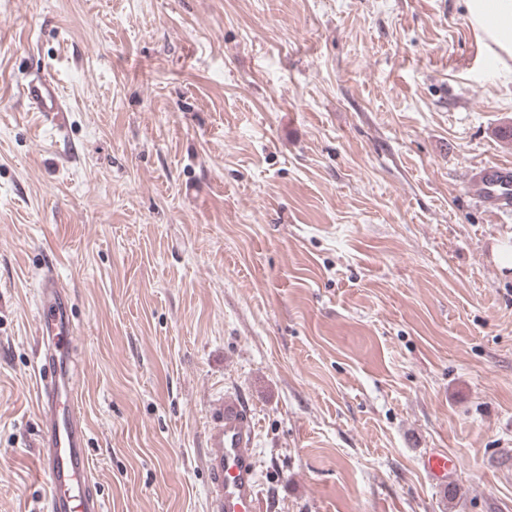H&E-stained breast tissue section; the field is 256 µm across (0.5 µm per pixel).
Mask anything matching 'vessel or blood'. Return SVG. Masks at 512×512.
Listing matches in <instances>:
<instances>
[{
    "label": "vessel or blood",
    "mask_w": 512,
    "mask_h": 512,
    "mask_svg": "<svg viewBox=\"0 0 512 512\" xmlns=\"http://www.w3.org/2000/svg\"><path fill=\"white\" fill-rule=\"evenodd\" d=\"M22 94L35 111L64 109L51 77L28 81ZM472 183L490 211L512 210L511 166L479 167ZM38 331L47 339L35 388L41 420L39 471L50 487L46 512H104L103 500L91 491V465L85 450L88 424L68 370L67 351L76 334L69 297L50 274L39 288ZM205 438L208 512H254L259 483L255 424L242 397L227 392L214 401ZM423 466L429 478L441 484L457 468L458 460L437 451L424 459Z\"/></svg>",
    "instance_id": "obj_1"
}]
</instances>
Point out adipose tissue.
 <instances>
[{"label":"adipose tissue","mask_w":512,"mask_h":512,"mask_svg":"<svg viewBox=\"0 0 512 512\" xmlns=\"http://www.w3.org/2000/svg\"><path fill=\"white\" fill-rule=\"evenodd\" d=\"M466 12L479 42L512 58V0H466Z\"/></svg>","instance_id":"adipose-tissue-1"}]
</instances>
